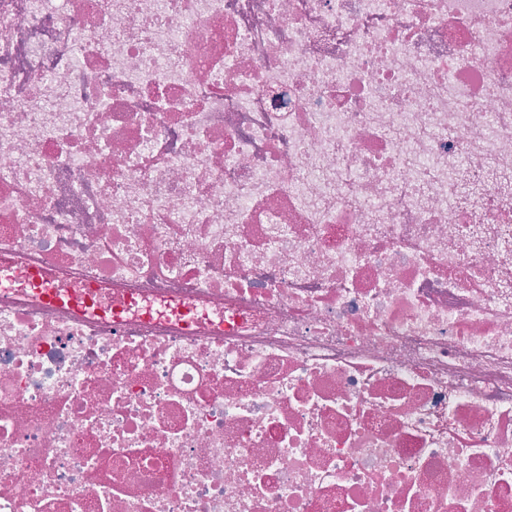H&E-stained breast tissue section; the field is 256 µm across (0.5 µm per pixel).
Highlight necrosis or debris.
<instances>
[{
  "label": "necrosis or debris",
  "instance_id": "4bbe7bcc",
  "mask_svg": "<svg viewBox=\"0 0 512 512\" xmlns=\"http://www.w3.org/2000/svg\"><path fill=\"white\" fill-rule=\"evenodd\" d=\"M0 512H512V0H0Z\"/></svg>",
  "mask_w": 512,
  "mask_h": 512
}]
</instances>
